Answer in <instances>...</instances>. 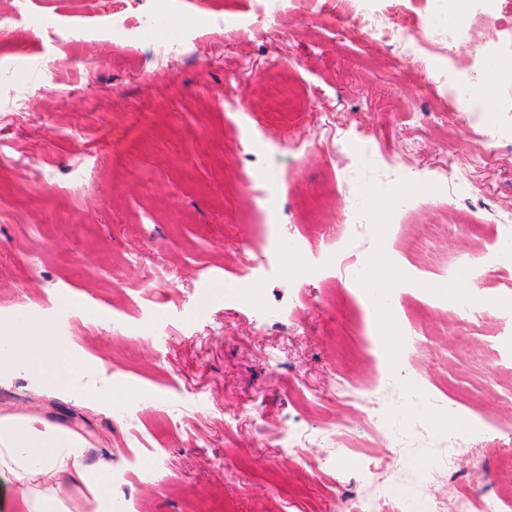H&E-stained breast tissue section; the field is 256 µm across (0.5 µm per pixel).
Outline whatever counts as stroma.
Here are the masks:
<instances>
[{
  "label": "stroma",
  "instance_id": "1",
  "mask_svg": "<svg viewBox=\"0 0 512 512\" xmlns=\"http://www.w3.org/2000/svg\"><path fill=\"white\" fill-rule=\"evenodd\" d=\"M391 160L433 179L383 214ZM356 209L350 236L316 233ZM510 209L512 136L334 0H0V328L49 325L75 385L112 380L103 407L19 370L0 410L82 435L125 512H344L363 476L305 467L287 434L344 430L366 455L354 386L396 430L440 404L512 430V224L488 217ZM378 253L414 339L396 385L362 276ZM439 255L470 258L490 320L459 326ZM506 451L462 444L451 480L496 491Z\"/></svg>",
  "mask_w": 512,
  "mask_h": 512
}]
</instances>
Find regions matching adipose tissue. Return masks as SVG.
Wrapping results in <instances>:
<instances>
[{
    "label": "adipose tissue",
    "mask_w": 512,
    "mask_h": 512,
    "mask_svg": "<svg viewBox=\"0 0 512 512\" xmlns=\"http://www.w3.org/2000/svg\"><path fill=\"white\" fill-rule=\"evenodd\" d=\"M0 363L41 371L49 382L69 386L82 364L70 356L46 326L20 322ZM86 442L78 433L35 414H0V471L20 487L17 512H65L64 501L93 488L100 474L84 463Z\"/></svg>",
    "instance_id": "adipose-tissue-1"
}]
</instances>
